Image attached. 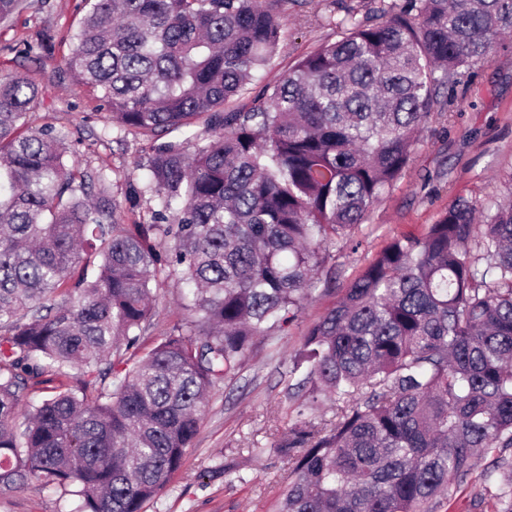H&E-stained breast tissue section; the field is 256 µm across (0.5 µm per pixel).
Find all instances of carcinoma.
<instances>
[{
    "mask_svg": "<svg viewBox=\"0 0 512 512\" xmlns=\"http://www.w3.org/2000/svg\"><path fill=\"white\" fill-rule=\"evenodd\" d=\"M279 2L93 0L73 34L74 78L113 126L157 140L158 224L118 223L103 176L66 163L51 131L21 132L39 86L0 78L1 492L35 483L78 512H143L209 390L299 316L323 250L402 175L441 90L512 35V0H373L227 111L280 48ZM197 122L204 144L186 135ZM160 279L191 288V322L88 394L108 358L138 349ZM301 370L335 421L299 419L271 443L289 470L278 512H446L492 451L484 480L512 512V200L478 213L458 199L391 238L309 327L289 376ZM51 376L75 384L25 402Z\"/></svg>",
    "mask_w": 512,
    "mask_h": 512,
    "instance_id": "1",
    "label": "carcinoma"
}]
</instances>
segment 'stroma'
I'll return each mask as SVG.
<instances>
[{
	"label": "stroma",
	"instance_id": "1",
	"mask_svg": "<svg viewBox=\"0 0 512 512\" xmlns=\"http://www.w3.org/2000/svg\"><path fill=\"white\" fill-rule=\"evenodd\" d=\"M364 16L367 0H281L285 38L279 52L255 71L250 88L262 92L320 45L335 41L336 21L347 12ZM88 12L85 0H27L12 21L0 23V77L23 75L42 95L25 117L27 127L59 136L67 160H80L103 175L120 205L124 224H148L158 204L141 191L152 152L148 136L105 131L107 113L67 67L71 36ZM55 42L53 53L19 54L23 43L42 33ZM512 191V37L501 41L490 61L461 77L420 134L410 163L373 204L350 241L330 247L297 320L272 337H257L241 370L209 393L199 434L168 487L146 512H276L288 467L274 452L249 456L253 442L268 445L299 418L304 398L291 389L288 360L302 345L308 327L334 307L394 236L422 233L448 204L461 198L478 207ZM157 315L145 334L152 349L188 317L183 290L171 282L154 287ZM231 473L208 477L215 464ZM496 464L495 454L475 461V475L455 490L448 512H496L480 476ZM78 497L57 488L32 485L0 495V512H78Z\"/></svg>",
	"mask_w": 512,
	"mask_h": 512
}]
</instances>
